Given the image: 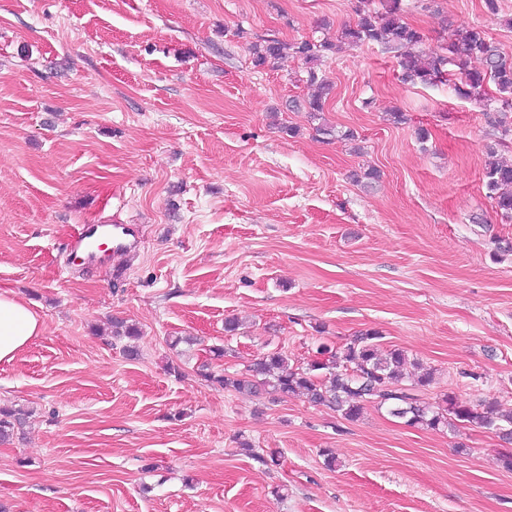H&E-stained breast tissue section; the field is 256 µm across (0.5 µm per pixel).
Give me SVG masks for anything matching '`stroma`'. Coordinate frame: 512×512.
Masks as SVG:
<instances>
[{
    "label": "stroma",
    "instance_id": "obj_1",
    "mask_svg": "<svg viewBox=\"0 0 512 512\" xmlns=\"http://www.w3.org/2000/svg\"><path fill=\"white\" fill-rule=\"evenodd\" d=\"M408 3L427 48L469 25L512 56V0ZM356 5L0 0V287L43 323L0 363V407L31 413L0 445L6 512H512L495 431L373 402L350 422L195 374L214 346L237 373L374 329L408 355L405 386L433 370L429 402L512 409V221L482 176L488 149L512 163L482 113L495 93L406 83L381 45H346L317 114L302 60L251 63L250 44L335 36ZM81 224L138 225L140 248L118 273L69 263ZM113 317L141 329L139 357Z\"/></svg>",
    "mask_w": 512,
    "mask_h": 512
}]
</instances>
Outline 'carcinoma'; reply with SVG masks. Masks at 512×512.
Masks as SVG:
<instances>
[{"label": "carcinoma", "instance_id": "carcinoma-1", "mask_svg": "<svg viewBox=\"0 0 512 512\" xmlns=\"http://www.w3.org/2000/svg\"><path fill=\"white\" fill-rule=\"evenodd\" d=\"M371 3L372 0H360L356 8L358 20L342 27L337 37L339 42L380 44L395 53L403 81L426 86L447 83L456 96L467 100L483 101L487 86H494L500 109L486 110L484 115L502 135L512 136V56L501 52L482 29L474 26H462L454 31L446 55L433 49L420 50L418 46L425 42V34L407 20L403 0H380L379 9L371 7ZM332 48L327 39L288 43L273 37L252 44L250 53L256 68L287 54L302 59L308 65L307 83L317 89L309 100V108L322 112L333 86L318 65L324 52ZM472 57L481 61V68H469L468 60ZM483 182L496 211L512 221V164L498 160L492 148L487 151ZM112 332L131 340L125 347L128 357L138 355L135 341L140 333L135 326L114 318ZM381 339L380 332L366 330L340 347L319 344L314 358L304 365L295 366L283 353L273 352L255 360L241 373H218L210 364L202 363L197 366L196 375L211 385L241 394L262 391L285 397L301 394L310 403L328 407L347 421L360 418L363 401L368 399L411 427L436 430L442 426L451 429L476 426L494 430L512 444L511 412H503L495 401L476 408L462 405L449 396L444 410L424 401L418 389L431 384L432 373H422L411 388L402 386L405 352L383 349ZM25 423L22 412L0 408V442L9 440Z\"/></svg>", "mask_w": 512, "mask_h": 512}]
</instances>
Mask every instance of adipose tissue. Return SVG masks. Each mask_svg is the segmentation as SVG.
<instances>
[{
  "instance_id": "adipose-tissue-1",
  "label": "adipose tissue",
  "mask_w": 512,
  "mask_h": 512,
  "mask_svg": "<svg viewBox=\"0 0 512 512\" xmlns=\"http://www.w3.org/2000/svg\"><path fill=\"white\" fill-rule=\"evenodd\" d=\"M42 331L40 318L23 299L0 290V362L13 361Z\"/></svg>"
}]
</instances>
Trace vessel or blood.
<instances>
[{
  "mask_svg": "<svg viewBox=\"0 0 512 512\" xmlns=\"http://www.w3.org/2000/svg\"><path fill=\"white\" fill-rule=\"evenodd\" d=\"M138 243V234L130 224H85L70 241L71 256L82 264L103 266L130 254Z\"/></svg>",
  "mask_w": 512,
  "mask_h": 512,
  "instance_id": "1",
  "label": "vessel or blood"
}]
</instances>
